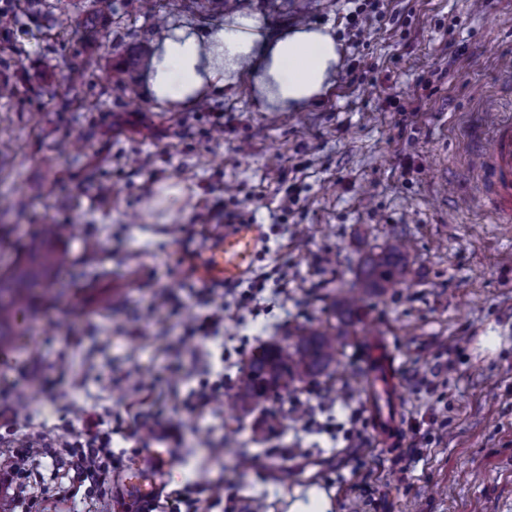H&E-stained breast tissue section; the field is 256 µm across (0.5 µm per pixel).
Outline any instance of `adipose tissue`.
<instances>
[{"label": "adipose tissue", "mask_w": 512, "mask_h": 512, "mask_svg": "<svg viewBox=\"0 0 512 512\" xmlns=\"http://www.w3.org/2000/svg\"><path fill=\"white\" fill-rule=\"evenodd\" d=\"M339 55L325 28H300L267 38L261 24L233 15L199 33L188 27L167 31L146 80L148 96L175 108L206 94L252 84L263 112H285L318 100L330 89Z\"/></svg>", "instance_id": "adipose-tissue-1"}]
</instances>
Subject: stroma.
<instances>
[{
    "label": "stroma",
    "mask_w": 512,
    "mask_h": 512,
    "mask_svg": "<svg viewBox=\"0 0 512 512\" xmlns=\"http://www.w3.org/2000/svg\"><path fill=\"white\" fill-rule=\"evenodd\" d=\"M354 8L215 0L155 15L114 0L101 26L58 0H0V76L16 88L0 98V138L12 143L0 222L18 243L46 224L75 228L64 242L74 266L47 284L63 301L19 319L0 348V416L19 431L1 456L24 434L83 438L95 414L116 476L146 429L177 428L165 490L192 492L201 512H289L314 490L328 512H512V223L481 208L467 142L489 112L512 115V0H384L361 30ZM233 13L273 36L329 27L339 54L329 92L293 112L259 111L247 86L202 106L153 102L138 49ZM91 54L89 84L72 87L69 71ZM435 71L444 77L422 111L400 113ZM64 141L77 142L73 155H58ZM293 178L303 191L284 215ZM168 181L184 201L162 220L146 204ZM228 211L267 235L252 276L229 292L191 271ZM397 236L410 245L408 279L351 313L336 362L249 413L225 409L262 347L337 325L339 287ZM214 314L216 332L197 335ZM376 336L394 357V444L365 394ZM202 390L209 404L188 410ZM24 483L46 512H122L87 484L59 497L40 464Z\"/></svg>",
    "instance_id": "stroma-1"
}]
</instances>
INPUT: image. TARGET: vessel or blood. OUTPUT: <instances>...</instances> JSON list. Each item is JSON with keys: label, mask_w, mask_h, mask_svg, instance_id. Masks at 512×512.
Instances as JSON below:
<instances>
[{"label": "vessel or blood", "mask_w": 512, "mask_h": 512, "mask_svg": "<svg viewBox=\"0 0 512 512\" xmlns=\"http://www.w3.org/2000/svg\"><path fill=\"white\" fill-rule=\"evenodd\" d=\"M473 150L478 156L490 209L498 221H512V119H500L490 129H477L473 135ZM265 245L262 225L226 226L217 245L211 247L207 258L196 265L195 274L211 285L228 286L239 282L249 274ZM173 442L172 430H153L139 465L124 471L122 492L126 501L134 505L135 512H156Z\"/></svg>", "instance_id": "1"}]
</instances>
